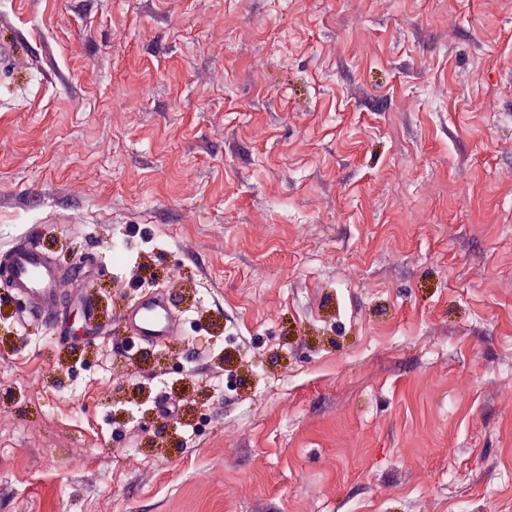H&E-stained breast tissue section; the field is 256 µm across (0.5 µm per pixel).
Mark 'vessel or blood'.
I'll list each match as a JSON object with an SVG mask.
<instances>
[{
    "label": "vessel or blood",
    "instance_id": "vessel-or-blood-1",
    "mask_svg": "<svg viewBox=\"0 0 512 512\" xmlns=\"http://www.w3.org/2000/svg\"><path fill=\"white\" fill-rule=\"evenodd\" d=\"M0 258L11 269L12 288L28 299L31 312L45 311L59 283V273L46 255L37 246L22 241ZM123 318L137 336L153 345L162 344L176 333L173 305L162 293L147 296L134 309L124 313Z\"/></svg>",
    "mask_w": 512,
    "mask_h": 512
}]
</instances>
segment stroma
Listing matches in <instances>:
<instances>
[{"label": "stroma", "instance_id": "35a3bbf8", "mask_svg": "<svg viewBox=\"0 0 512 512\" xmlns=\"http://www.w3.org/2000/svg\"><path fill=\"white\" fill-rule=\"evenodd\" d=\"M0 512H512V0H0ZM173 298L179 334L120 320ZM1 260V257H0ZM11 269V288L25 296L32 313H43L54 298L59 283V272L46 255L30 242L13 245L3 255Z\"/></svg>", "mask_w": 512, "mask_h": 512}]
</instances>
